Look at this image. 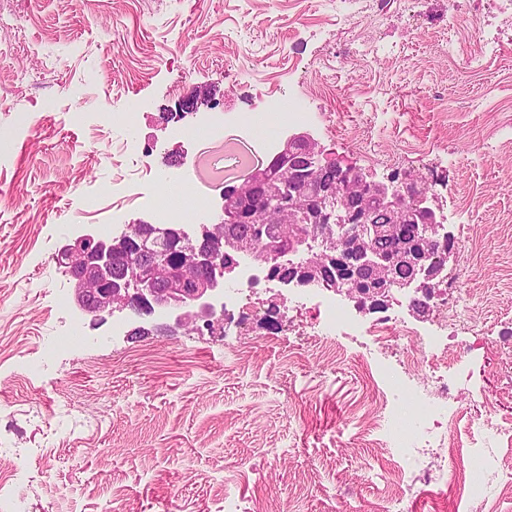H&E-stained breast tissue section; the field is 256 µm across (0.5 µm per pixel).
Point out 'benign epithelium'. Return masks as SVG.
Masks as SVG:
<instances>
[{
    "instance_id": "obj_1",
    "label": "benign epithelium",
    "mask_w": 512,
    "mask_h": 512,
    "mask_svg": "<svg viewBox=\"0 0 512 512\" xmlns=\"http://www.w3.org/2000/svg\"><path fill=\"white\" fill-rule=\"evenodd\" d=\"M322 152L310 132L288 134L272 161L283 171L273 201L244 214L226 212L218 222L200 225L198 236L190 234L183 224H130L118 236L102 238L88 233L67 242L58 249L57 259L74 280L75 304L95 317L128 310L141 319L157 314L179 325L208 324L237 258L256 255L254 235L227 237L224 225L267 224L274 216L281 224L329 225L316 245L303 232L294 233L289 264L295 274L280 280L281 287L343 288L348 298L358 303L363 294L352 287V260L357 257L374 270L379 282L375 293L381 299L389 298L393 288H412L421 294L417 303L428 306L432 299L428 279L394 280L392 268L374 249L375 239L386 228L368 208V201L375 198L383 212L416 225L422 246L436 240L451 241L453 237L444 231L443 216L434 208L425 182L395 176L374 180L351 168L344 178L323 183L318 165ZM154 237L170 240L171 252L184 256V260H150L147 250ZM120 256L132 264L116 277L113 269Z\"/></svg>"
}]
</instances>
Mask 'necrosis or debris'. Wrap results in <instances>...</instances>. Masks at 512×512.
Segmentation results:
<instances>
[{
	"label": "necrosis or debris",
	"instance_id": "1",
	"mask_svg": "<svg viewBox=\"0 0 512 512\" xmlns=\"http://www.w3.org/2000/svg\"><path fill=\"white\" fill-rule=\"evenodd\" d=\"M255 100L262 112V129H255L249 116L245 115L240 119L239 138L225 137L220 125L196 128L191 131V138L222 141L228 153L234 152L239 139L244 138L251 140L258 152L267 154L286 130L307 120L298 101L281 98L272 101L260 92L256 93ZM224 179L225 175L220 171L208 180L202 179L198 172H189L179 179L180 203L169 204L163 197L149 194L144 196L143 204L152 208L156 223L198 224L210 212L208 185L223 183ZM276 287L264 264L251 257L241 258L219 302L223 325H235L249 319L258 289L273 290ZM435 295L442 302V318L435 328L422 331L392 315L379 317L369 326L361 327L350 320L346 307L337 302L335 295L324 293L323 289L292 288L288 291L289 300L302 308L308 317L311 336L325 338L339 334L352 340L367 336L378 348L389 347L399 352L397 364L375 361L370 375L372 390L381 397L385 411L381 429L397 455L414 451L453 459L456 463L451 476L454 496L457 503L471 506L479 503L483 484L471 480L467 472L483 467L482 449L476 443L463 446L454 435L444 432L442 426L448 416L447 398L452 391L444 368L448 331L457 322L473 319L477 302L470 292L454 294L439 289ZM423 357L430 362V374L425 386L420 387L415 383V375Z\"/></svg>",
	"mask_w": 512,
	"mask_h": 512
}]
</instances>
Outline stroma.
<instances>
[{
    "label": "stroma",
    "instance_id": "stroma-1",
    "mask_svg": "<svg viewBox=\"0 0 512 512\" xmlns=\"http://www.w3.org/2000/svg\"><path fill=\"white\" fill-rule=\"evenodd\" d=\"M490 2L396 0L358 31L397 42V56L332 66L340 0H11L34 40L7 69L53 66L60 90L51 112L21 102L26 132L0 112V472L31 475L21 512H395L397 457L375 426L363 344L302 336L285 309L275 326L261 314L224 335L126 310L116 338L111 316L54 307L73 295L55 260L65 238L116 211L150 223L141 202L158 172L221 158L216 143L180 138L196 114L173 117L200 86L219 116L254 112L259 90L307 101L321 147L375 179L437 174L447 232L451 192L474 197L440 277L477 294L487 347L448 353L449 370L470 374L448 429L466 443L479 418L512 421V56L475 72L466 61ZM451 9L461 43L448 55ZM64 322L81 324L83 342L28 376Z\"/></svg>",
    "mask_w": 512,
    "mask_h": 512
}]
</instances>
